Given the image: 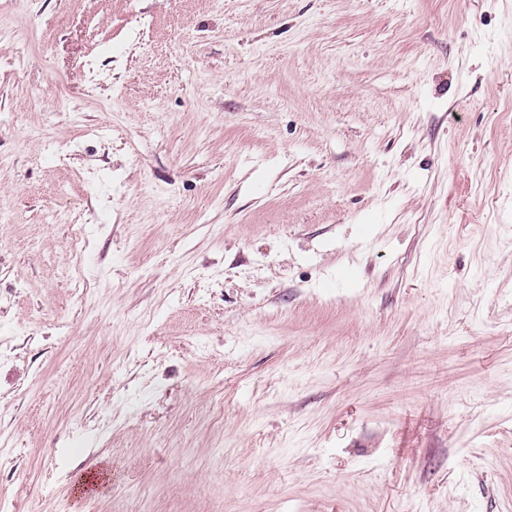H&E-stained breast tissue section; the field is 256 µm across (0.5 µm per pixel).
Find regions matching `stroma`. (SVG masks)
I'll use <instances>...</instances> for the list:
<instances>
[{
	"label": "stroma",
	"mask_w": 512,
	"mask_h": 512,
	"mask_svg": "<svg viewBox=\"0 0 512 512\" xmlns=\"http://www.w3.org/2000/svg\"><path fill=\"white\" fill-rule=\"evenodd\" d=\"M0 498L512 512V0H0Z\"/></svg>",
	"instance_id": "1"
}]
</instances>
